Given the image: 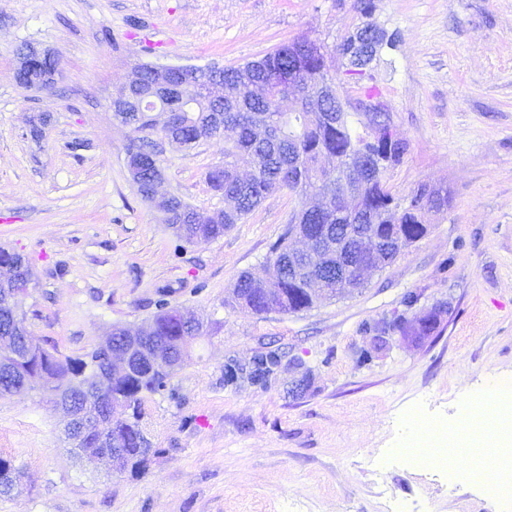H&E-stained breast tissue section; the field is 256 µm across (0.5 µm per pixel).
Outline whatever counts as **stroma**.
<instances>
[{
    "label": "stroma",
    "instance_id": "stroma-1",
    "mask_svg": "<svg viewBox=\"0 0 512 512\" xmlns=\"http://www.w3.org/2000/svg\"><path fill=\"white\" fill-rule=\"evenodd\" d=\"M372 22L395 34L368 74L336 58L342 100L376 86L408 145L385 179L396 198L418 184L447 187L446 212L366 288L307 311L255 316L231 307L248 272L274 285L269 248L302 198L269 195L210 241H178L132 183L130 127L112 100L141 63L235 66L297 39L334 47L362 22L356 0H0V248L21 254L32 282L21 299L33 339L65 356L97 347L112 326L135 330L159 290L210 322L167 390L147 396L143 425L161 455L140 477L112 473L62 440V411L39 391L0 396V455L22 478L0 512H512L443 468H409L424 421L459 433L473 396L512 379V0H373ZM54 51L51 89L15 79L25 45ZM50 117L41 140L29 122ZM163 182L198 212L223 208L206 173L224 140L186 149L155 135ZM452 305L422 344L397 337L365 365L359 331L401 307ZM282 348L276 384L225 385L224 359L248 362L260 343ZM314 373L306 394L290 382Z\"/></svg>",
    "mask_w": 512,
    "mask_h": 512
}]
</instances>
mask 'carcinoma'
<instances>
[{"mask_svg":"<svg viewBox=\"0 0 512 512\" xmlns=\"http://www.w3.org/2000/svg\"><path fill=\"white\" fill-rule=\"evenodd\" d=\"M309 41L302 39L284 45L256 61L240 67H226L224 86L237 85L240 71H252V87L240 91L236 97H224L214 101L202 91V77L181 71L170 73L166 82L172 85L173 94L167 103L164 120L154 112V103L148 101L139 112L132 115L129 127L135 133L126 154L141 166V186L138 192L151 184L161 170L158 155L153 153L150 135L160 131L171 135L179 143L192 147L231 130L235 136L231 144L224 147V164L211 168L206 179L212 190L224 197L226 207L210 215H201L176 196L168 201L175 235L181 241L193 243L198 240H215L224 232L254 211L267 196L287 190L299 196L312 191L325 194L328 180L333 173L350 163H357L359 156H380L386 166L398 164L407 151V145L391 139L389 123L384 112L373 114L374 123L380 130L377 144L367 140V133L358 132L351 121V113L342 111L340 98L327 99V114L313 119L309 108L314 103L313 95L318 82L328 74V53L302 56ZM337 52L349 66L355 68L357 53L356 33L345 36L336 46ZM297 100L293 112L281 110V102L288 95ZM244 164L251 168L247 177L239 175L238 167ZM389 193L383 184V170L373 169L366 176L361 201H331V206L318 220L289 221L284 232L270 248L269 260L277 272L274 292L269 293L265 285L250 273H241L234 283L233 297L237 307L261 316L271 310L282 313H299L311 309L319 299H334L344 294L349 283L331 280L322 284V293H317L311 281L298 279L288 274V263L297 257L292 239L299 229L311 225L318 231L328 229L332 234L336 228L348 229V233H372L386 240L379 249L380 267L392 264L400 255L401 247L391 238V225L404 224L409 233L404 246L422 238L428 231L429 213H440L448 209V188L421 184L411 195L407 205L400 208L389 204ZM352 252L338 255L319 250L306 255L307 262L321 266H348ZM19 255L0 249V335H14L13 308L8 299L13 291L17 275L12 273ZM156 312L151 323L155 340L132 357L129 370L112 374L110 389L97 395L93 377L99 363L100 352L93 348L77 357H60L38 346L31 355L17 360L11 354L0 352V364H9V371H0V396L11 395L25 388H43L52 384L54 390L63 392L71 384H87L84 395L74 394V405L89 420L103 419L105 430L116 441L118 457L122 459L121 473L132 477L145 474L154 458L163 453L145 439L142 424L145 415L144 402L148 394L166 390L173 369L156 368L146 352L152 346H163L170 351L175 362L185 363L191 350L184 339V328L178 316V308L160 295L155 302ZM280 366V354L276 349L260 347L251 363L244 367L233 358L224 363V385L232 386L246 380L254 386L266 388L275 381ZM119 406L127 411L121 420L112 419V410ZM65 438L71 447L78 450L99 448V433L88 432L76 440L70 434Z\"/></svg>","mask_w":512,"mask_h":512,"instance_id":"1","label":"carcinoma"}]
</instances>
